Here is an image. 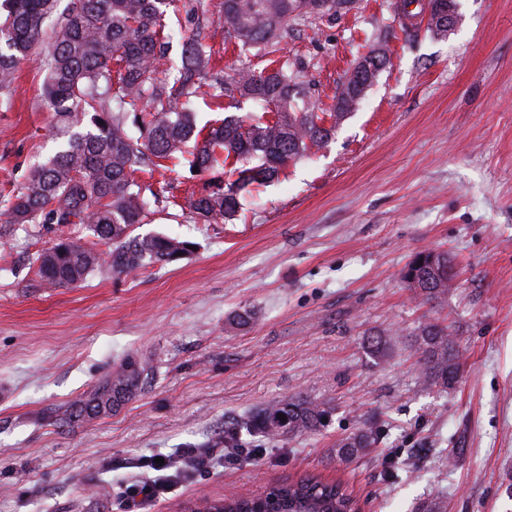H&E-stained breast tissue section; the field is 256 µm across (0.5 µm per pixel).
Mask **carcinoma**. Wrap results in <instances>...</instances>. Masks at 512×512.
<instances>
[{
    "instance_id": "cac0c4a2",
    "label": "carcinoma",
    "mask_w": 512,
    "mask_h": 512,
    "mask_svg": "<svg viewBox=\"0 0 512 512\" xmlns=\"http://www.w3.org/2000/svg\"><path fill=\"white\" fill-rule=\"evenodd\" d=\"M58 0H0V94L16 91L17 66L32 59L44 24L52 35L41 62L47 70L46 93L58 115L68 121L56 155L33 165L23 184L0 193V210L11 231L27 229L38 217L51 224H84L107 246L99 253L61 240L41 254L34 287L61 288L79 284L97 270L133 274L156 264L179 260L189 242L165 235H135L160 191L139 174L165 167L188 153L189 169H224L232 180L192 199L190 214L209 221L232 218L240 198L253 186L279 179L283 167L321 149L336 126L357 105L354 79L341 82L332 111H308V84L301 67L281 60L261 72L241 71L226 78L213 63L212 51L190 38L183 45V73L173 83L157 78L155 61L165 58L163 17L170 0H74L57 12ZM225 40L261 53L288 37L284 20L312 22L338 15L336 0H223ZM207 95L217 107L222 97L260 104L270 115L247 122L234 115L199 129L191 99ZM90 116L81 125L70 108ZM139 124L140 136L127 131L128 119ZM330 126H325V122ZM432 250L418 252L403 279L426 304L448 294L453 277L430 262ZM424 382L442 391L457 379V348L448 326L427 322L414 333ZM149 376L147 364L127 356L79 400L63 409L59 421H90L117 410ZM286 419H279V415ZM328 415L325 404L296 396L242 418L224 430V447L243 448L242 433L275 442L318 431ZM379 434L361 428L336 440L340 462L377 449ZM352 494L339 482L315 477L279 484L263 498L230 496L215 506L202 500L195 512H356Z\"/></svg>"
}]
</instances>
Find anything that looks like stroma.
I'll list each match as a JSON object with an SVG mask.
<instances>
[{"label": "stroma", "instance_id": "1", "mask_svg": "<svg viewBox=\"0 0 512 512\" xmlns=\"http://www.w3.org/2000/svg\"><path fill=\"white\" fill-rule=\"evenodd\" d=\"M396 2L288 22L264 56L225 43L222 0L199 19L174 0L170 79L194 33L228 74L296 61L322 113L373 45L389 62L326 146L251 190L234 218L183 208L221 171L166 173L172 205L134 231L195 243L183 259L37 290L42 250L102 243L81 224L0 237V512H115L124 486L147 475L140 460L176 461L185 448L211 449L209 465L148 512L305 475L342 483L361 512H512V0H457L444 35L395 21ZM386 20L393 30L376 40ZM45 78L37 61L22 64L0 107V188L58 148ZM423 249L447 252L456 274L438 304L401 278ZM426 322L457 337L460 372L445 392L424 387L411 345ZM374 336L389 357L371 353ZM129 354L154 369L133 400L90 422L55 421ZM297 395L330 407L324 428L225 462V423ZM366 423L377 451L338 462L336 440Z\"/></svg>", "mask_w": 512, "mask_h": 512}]
</instances>
